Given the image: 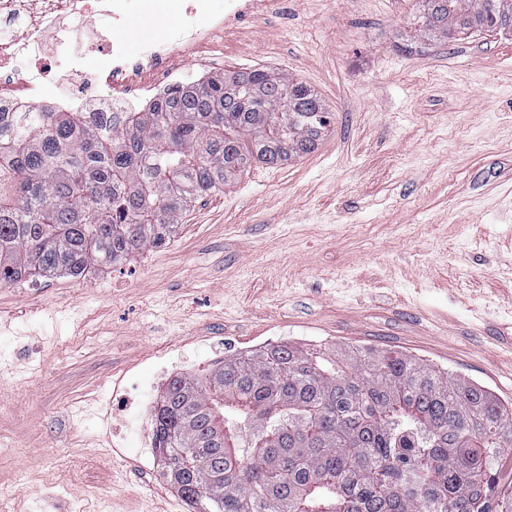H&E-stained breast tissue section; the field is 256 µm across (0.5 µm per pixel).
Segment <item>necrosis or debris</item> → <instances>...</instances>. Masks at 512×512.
Segmentation results:
<instances>
[{
	"instance_id": "4bbe7bcc",
	"label": "necrosis or debris",
	"mask_w": 512,
	"mask_h": 512,
	"mask_svg": "<svg viewBox=\"0 0 512 512\" xmlns=\"http://www.w3.org/2000/svg\"><path fill=\"white\" fill-rule=\"evenodd\" d=\"M133 8L145 20L154 17V0H0V109L35 107L89 117L142 110L183 85L173 68L176 60L192 58L208 66L213 38L258 5L230 0L218 14L211 0H182L176 26L142 41L135 62L104 56L109 37L124 35ZM100 12L112 19L111 35L92 24ZM79 36L102 54L96 71L83 67Z\"/></svg>"
}]
</instances>
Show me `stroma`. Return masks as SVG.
Wrapping results in <instances>:
<instances>
[{
    "label": "stroma",
    "mask_w": 512,
    "mask_h": 512,
    "mask_svg": "<svg viewBox=\"0 0 512 512\" xmlns=\"http://www.w3.org/2000/svg\"><path fill=\"white\" fill-rule=\"evenodd\" d=\"M417 0H288L215 37L212 72L271 69L330 129L199 197L169 245L83 279L0 285V502L189 512L140 469L129 376H203L278 344L399 351L512 403V36L395 49Z\"/></svg>",
    "instance_id": "1"
}]
</instances>
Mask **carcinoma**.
I'll list each match as a JSON object with an SVG mask.
<instances>
[{
    "mask_svg": "<svg viewBox=\"0 0 512 512\" xmlns=\"http://www.w3.org/2000/svg\"><path fill=\"white\" fill-rule=\"evenodd\" d=\"M407 49L512 35V0H420ZM306 83L254 69L190 81L141 112H0V284L122 264L171 240L195 198L255 163L313 152L328 125ZM153 434L194 512H512L491 457L512 410L488 388L368 347L291 343L176 375Z\"/></svg>",
    "mask_w": 512,
    "mask_h": 512,
    "instance_id": "cac0c4a2",
    "label": "carcinoma"
}]
</instances>
